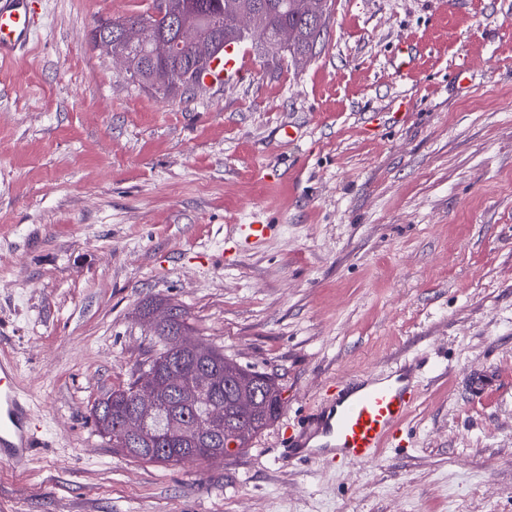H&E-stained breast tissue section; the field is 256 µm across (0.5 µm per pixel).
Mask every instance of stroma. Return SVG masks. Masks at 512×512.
<instances>
[{
	"label": "stroma",
	"instance_id": "1",
	"mask_svg": "<svg viewBox=\"0 0 512 512\" xmlns=\"http://www.w3.org/2000/svg\"><path fill=\"white\" fill-rule=\"evenodd\" d=\"M29 6L0 61V358L41 446L0 464V512H512V0H333L320 53L249 40L239 77L191 96L91 40L154 0ZM151 300L276 377L250 448L164 465L97 430L157 350ZM404 358L399 445L289 464L288 426Z\"/></svg>",
	"mask_w": 512,
	"mask_h": 512
}]
</instances>
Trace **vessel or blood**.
<instances>
[{"label":"vessel or blood","mask_w":512,"mask_h":512,"mask_svg":"<svg viewBox=\"0 0 512 512\" xmlns=\"http://www.w3.org/2000/svg\"><path fill=\"white\" fill-rule=\"evenodd\" d=\"M32 21L26 0L0 5V57L25 43ZM419 392L413 382L381 374L365 380L346 379L336 396L321 404L309 425L291 429L294 455L324 466L375 464L402 430ZM32 414L23 402L13 368L0 362V462L20 465L37 445Z\"/></svg>","instance_id":"obj_1"}]
</instances>
